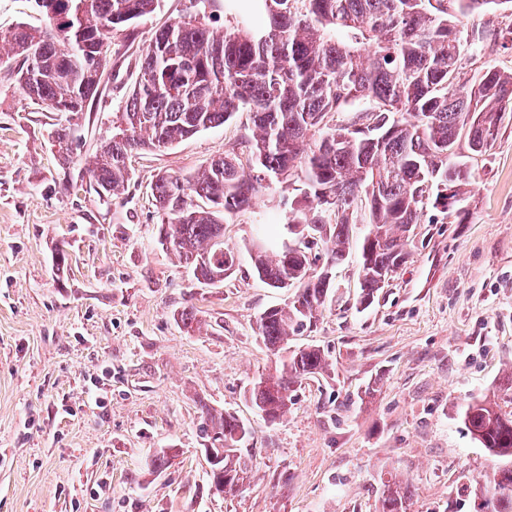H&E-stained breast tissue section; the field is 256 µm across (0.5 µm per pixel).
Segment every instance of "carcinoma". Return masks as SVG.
<instances>
[{
    "instance_id": "obj_1",
    "label": "carcinoma",
    "mask_w": 512,
    "mask_h": 512,
    "mask_svg": "<svg viewBox=\"0 0 512 512\" xmlns=\"http://www.w3.org/2000/svg\"><path fill=\"white\" fill-rule=\"evenodd\" d=\"M70 19L64 64L45 27L17 26L7 37L25 93L51 112H84L103 82L107 63L84 59L92 40L151 15L159 0H57ZM254 23L218 34L177 21L158 29L140 59L135 86L112 119V136L87 169L89 186L117 198L132 179L135 151H161L244 112L253 127L247 162L233 153L185 176H160L152 196L163 212L166 250L202 287L224 282L236 266L224 243V223L265 192L283 199L284 217L262 225L274 243L250 248L258 277L272 288H293L292 301L256 318V332L276 356L273 371L250 382L248 398L267 421L288 412L291 392L328 370L318 346L288 350V337L310 329L336 297L333 280L312 261L324 252L331 266L345 260L352 224L367 225L359 247L360 305L370 306L381 277L406 263L405 235L427 207L466 220L461 206L470 172L459 152L480 153L512 118V73L487 66L478 79L463 77L466 50L479 53L483 34L462 18L484 5L512 0H263ZM62 169L73 163V129L51 135ZM207 200L206 209L193 203ZM298 249L285 254L281 237ZM204 433L222 441L209 466V491L240 489L250 472L239 445L248 426L197 398ZM464 422L482 447L506 461L474 496L477 512H512V412L475 401ZM498 490L490 501L488 488ZM407 489L384 484L381 512H407Z\"/></svg>"
}]
</instances>
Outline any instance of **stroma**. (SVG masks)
Returning <instances> with one entry per match:
<instances>
[{"label": "stroma", "instance_id": "obj_1", "mask_svg": "<svg viewBox=\"0 0 512 512\" xmlns=\"http://www.w3.org/2000/svg\"><path fill=\"white\" fill-rule=\"evenodd\" d=\"M257 0H161L152 15L112 33L105 82L80 116L74 165L63 174L48 111L0 69V512H379L396 479L407 512H476L472 487L501 461L475 441L461 411L486 398L512 410V123L470 155L463 207L450 223L425 210L406 242V264L368 308H358L356 225L336 300L291 348L316 345L327 374L303 381L271 423L251 406V380L275 357L255 331L266 308L288 301L255 275L248 249L281 214L279 191L228 219L239 252L217 288H200L158 243L157 176H182L212 157L245 155L246 113L170 149L132 159L123 199L80 177L110 134L155 31L200 16L214 30L244 26ZM485 49L464 56L466 76L512 72L498 33L512 12L465 17ZM66 243L65 272L55 247ZM197 312L187 331L176 318ZM249 426L241 449L249 481L208 493L197 397ZM178 449L157 472L152 458Z\"/></svg>", "mask_w": 512, "mask_h": 512}]
</instances>
